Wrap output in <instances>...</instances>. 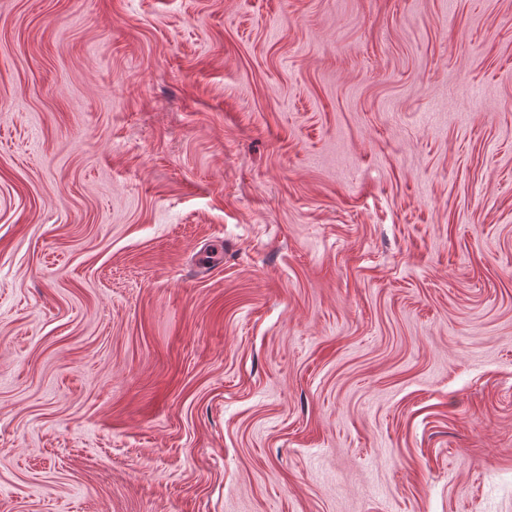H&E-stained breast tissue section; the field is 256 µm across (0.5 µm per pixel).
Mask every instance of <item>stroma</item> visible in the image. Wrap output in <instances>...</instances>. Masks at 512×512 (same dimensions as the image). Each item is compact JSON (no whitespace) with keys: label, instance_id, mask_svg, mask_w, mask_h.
Here are the masks:
<instances>
[{"label":"stroma","instance_id":"35a3bbf8","mask_svg":"<svg viewBox=\"0 0 512 512\" xmlns=\"http://www.w3.org/2000/svg\"><path fill=\"white\" fill-rule=\"evenodd\" d=\"M0 512H512V0H0Z\"/></svg>","mask_w":512,"mask_h":512}]
</instances>
